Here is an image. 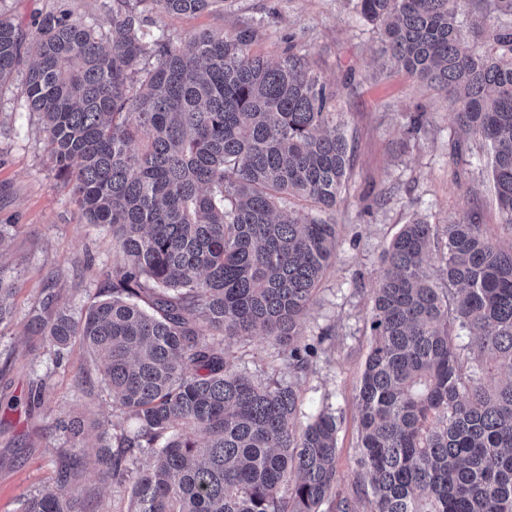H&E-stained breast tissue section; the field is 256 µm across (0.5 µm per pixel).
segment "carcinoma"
Here are the masks:
<instances>
[{
    "mask_svg": "<svg viewBox=\"0 0 512 512\" xmlns=\"http://www.w3.org/2000/svg\"><path fill=\"white\" fill-rule=\"evenodd\" d=\"M197 14L221 0H113L108 28L63 4L25 33L0 18V85L23 56L24 106L53 169L119 261L76 319L43 289L25 333L61 359L79 339L112 404L136 421L95 461L133 478L128 512H512V242L476 218L415 213L382 257L358 393L352 495L336 492L341 420L301 425L299 387L327 334L301 326L336 253L348 143L304 57L250 52L254 31L202 30L181 46L143 4ZM480 16L465 21L470 6ZM381 52L444 93L487 148L512 224V0H357ZM469 29L475 41L468 44ZM311 204L308 212L293 201ZM438 255L439 276L429 260ZM0 276V324L13 317ZM280 346L255 379L226 338ZM80 464L20 512H84Z\"/></svg>",
    "mask_w": 512,
    "mask_h": 512,
    "instance_id": "1",
    "label": "carcinoma"
}]
</instances>
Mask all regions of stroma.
Masks as SVG:
<instances>
[{"instance_id": "1", "label": "stroma", "mask_w": 512, "mask_h": 512, "mask_svg": "<svg viewBox=\"0 0 512 512\" xmlns=\"http://www.w3.org/2000/svg\"><path fill=\"white\" fill-rule=\"evenodd\" d=\"M151 29L173 42L208 29L231 35L254 27L252 53L279 61L296 36L311 71L336 88V118L350 146L348 189L334 219L338 245L304 320L307 334L328 332L324 353L300 387L302 420L330 408L341 418L337 469L356 466L357 388L367 352L372 290L382 254L413 213L434 224L476 217L500 242L512 240L486 169V150L463 142L444 95L390 68L379 35L358 15L355 0H224L196 15L152 12ZM423 109L418 132L409 116ZM13 227L0 250V275L14 284V318L0 324V512L55 483L67 449L59 420L83 419L87 455L110 443L133 419L114 413L91 354L72 341L63 358L49 342L25 335L42 289L56 291L74 315L95 301L118 255L111 232L86 223L61 188L44 148L41 124L23 106L21 77L0 85V225ZM43 387L41 403L30 401ZM72 489L87 512H127L129 484L104 481L98 465H81Z\"/></svg>"}]
</instances>
